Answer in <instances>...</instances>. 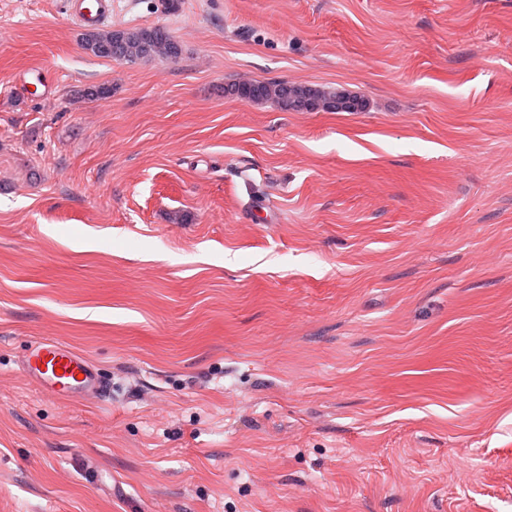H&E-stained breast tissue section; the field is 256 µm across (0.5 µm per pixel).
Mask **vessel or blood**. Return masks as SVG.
I'll return each mask as SVG.
<instances>
[{
	"instance_id": "obj_1",
	"label": "vessel or blood",
	"mask_w": 512,
	"mask_h": 512,
	"mask_svg": "<svg viewBox=\"0 0 512 512\" xmlns=\"http://www.w3.org/2000/svg\"><path fill=\"white\" fill-rule=\"evenodd\" d=\"M67 13L80 27L94 29L112 18V0H67ZM24 370L48 393L69 398L97 392L100 388L92 362L65 342H37L24 361Z\"/></svg>"
}]
</instances>
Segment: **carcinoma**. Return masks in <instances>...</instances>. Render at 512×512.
<instances>
[{
    "label": "carcinoma",
    "instance_id": "1",
    "mask_svg": "<svg viewBox=\"0 0 512 512\" xmlns=\"http://www.w3.org/2000/svg\"><path fill=\"white\" fill-rule=\"evenodd\" d=\"M82 48L96 56L116 60L136 61L156 57L176 59L181 55L179 42L164 27L117 28L85 30L80 34ZM247 91V101H271L288 110V98L312 96L318 111H332L336 91L321 87L281 82L236 84L233 90Z\"/></svg>",
    "mask_w": 512,
    "mask_h": 512
}]
</instances>
